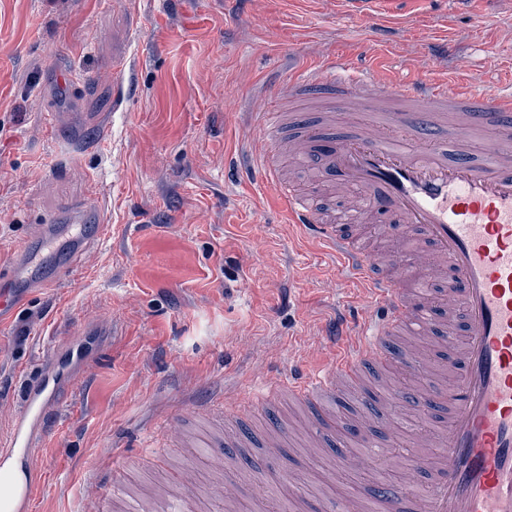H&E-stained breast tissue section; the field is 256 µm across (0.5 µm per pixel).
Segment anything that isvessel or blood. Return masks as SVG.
I'll list each match as a JSON object with an SVG mask.
<instances>
[{"label":"vessel or blood","instance_id":"b4317fda","mask_svg":"<svg viewBox=\"0 0 512 512\" xmlns=\"http://www.w3.org/2000/svg\"><path fill=\"white\" fill-rule=\"evenodd\" d=\"M340 71L347 79H337ZM287 88V100L260 112L259 149L240 172L274 187L289 223L323 242L336 259L337 276L362 282L372 301L358 334L336 323L330 367L300 372L279 385L289 402L307 407L314 417L306 455L323 448L326 428L345 397L369 386L395 407L383 418V435L394 434L411 411L428 415L441 409L447 421L441 435L424 433L418 439L420 447L439 450L430 490L417 495L395 487L388 497L366 499L350 494L342 500L344 512H372L381 503L391 512H512V83L477 93L452 78L433 83L354 73L349 62L337 59L299 69ZM308 95L381 112L386 121L340 131L326 111L307 123L288 103ZM481 123L498 135L476 146L469 132ZM288 160L312 170L317 193L341 199L357 223L380 225L388 236L404 227L416 234L418 246L399 248L389 259L371 251L288 182L283 167ZM107 231L90 204L36 225L13 262L0 266V311L70 277L90 241ZM62 238L69 243L67 252L51 275H42L43 251ZM435 280L448 284L443 341L453 380L432 392L371 384V377L396 365L426 375L419 348L400 340L413 328L422 337L434 333L427 285ZM86 336L83 330L71 334L63 361L30 383L12 447H34L49 432L53 406L80 380L89 354ZM375 459L365 449L344 448L336 477L370 470ZM197 491L196 472L186 468L179 487L165 493L163 512H186Z\"/></svg>","mask_w":512,"mask_h":512}]
</instances>
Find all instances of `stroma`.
Listing matches in <instances>:
<instances>
[{"mask_svg":"<svg viewBox=\"0 0 512 512\" xmlns=\"http://www.w3.org/2000/svg\"><path fill=\"white\" fill-rule=\"evenodd\" d=\"M368 0H0V261L35 224L93 198L109 234L73 276L42 291L0 326V456L24 389L44 358L63 355L86 318L102 324V351L83 383L62 394L55 425L23 470L41 482L26 512H95L91 473L127 481L117 502L195 465L200 512H291L301 497L336 512L345 486L301 452L309 417L273 395L245 417L250 445L229 473L190 461L164 433L220 437L225 396L252 397L325 363L337 303L362 312L358 287L339 283L324 245L286 223L275 191L227 173L253 143L251 103L277 100L290 66L385 61L396 79L446 73L470 87L512 80V0H393L383 30L364 20ZM129 70L117 76L114 59ZM115 111L99 129V114ZM67 116L57 132L44 117ZM283 428V457L262 440ZM232 476L238 498L215 484Z\"/></svg>","mask_w":512,"mask_h":512,"instance_id":"35a3bbf8","label":"stroma"}]
</instances>
